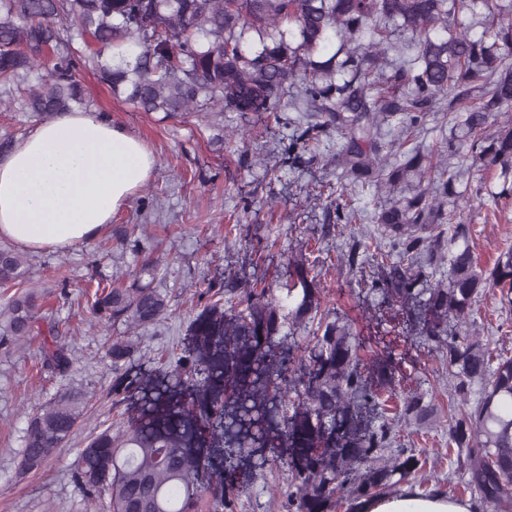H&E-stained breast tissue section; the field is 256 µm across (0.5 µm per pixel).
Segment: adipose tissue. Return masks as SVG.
I'll list each match as a JSON object with an SVG mask.
<instances>
[{
	"label": "adipose tissue",
	"mask_w": 512,
	"mask_h": 512,
	"mask_svg": "<svg viewBox=\"0 0 512 512\" xmlns=\"http://www.w3.org/2000/svg\"><path fill=\"white\" fill-rule=\"evenodd\" d=\"M144 143L95 112L38 124L0 155V239L65 251L92 239L153 176ZM470 501L410 486L362 500L358 512H472Z\"/></svg>",
	"instance_id": "obj_1"
}]
</instances>
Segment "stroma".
I'll return each mask as SVG.
<instances>
[{"label": "stroma", "instance_id": "1", "mask_svg": "<svg viewBox=\"0 0 512 512\" xmlns=\"http://www.w3.org/2000/svg\"><path fill=\"white\" fill-rule=\"evenodd\" d=\"M81 80L99 112L140 138L157 164L151 180L95 238L62 253L30 254L38 286L50 284L57 264L65 266L67 288L53 292L48 304L61 340L75 350V361L63 376L41 372L37 338L23 352L0 356V512H92L71 479L81 439L116 417L140 414L136 398L112 402L116 373L104 351L108 338L128 335L135 341L126 363L130 375L174 377L179 353L194 341L192 323L208 283L237 276L275 289L294 273V258L310 254L317 259L322 306L351 320L363 345L365 370L374 372L376 362L385 361L399 392L418 391L432 401V416L402 425L400 433L407 447L436 456L435 467L426 473L429 480L447 477L446 419L459 402L438 355L417 338L414 305L366 296L368 269L338 264L337 255L350 239L376 236L377 226L371 220L375 204L366 190L353 191L363 214L358 224L337 223L329 201L315 196L318 184L341 179L332 151L313 156L294 148V129L284 118L228 112L219 133L193 114L164 119L137 111L114 98L91 73H83ZM461 211L473 226L480 263L492 265L497 252L512 246V199L496 208L473 200L462 203ZM130 234L158 258L155 284L167 295L169 310L160 323L145 329L131 331L121 323L89 326L81 291L93 275L130 283L136 257L123 243ZM477 307V332L512 355V312L489 294ZM70 386L85 389L91 398L79 438L59 448L43 470L18 475L17 452L28 415ZM195 446L206 458L197 475L203 500L226 485L236 493L234 512H279L287 471L262 474L242 464L226 468L224 432L218 428L198 426Z\"/></svg>", "mask_w": 512, "mask_h": 512}]
</instances>
